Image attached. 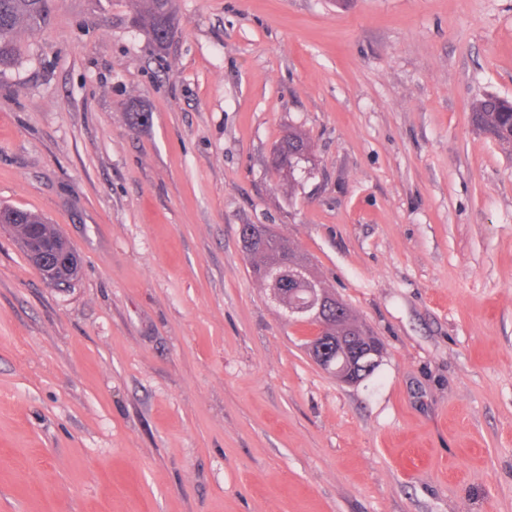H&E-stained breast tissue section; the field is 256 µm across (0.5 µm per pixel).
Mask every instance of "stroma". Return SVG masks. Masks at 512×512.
Instances as JSON below:
<instances>
[{"instance_id":"35a3bbf8","label":"stroma","mask_w":512,"mask_h":512,"mask_svg":"<svg viewBox=\"0 0 512 512\" xmlns=\"http://www.w3.org/2000/svg\"><path fill=\"white\" fill-rule=\"evenodd\" d=\"M57 0L0 71V512H512V0ZM297 128L311 155L270 166ZM307 256L384 345L344 384L252 274ZM135 24L148 42L162 50L178 29L179 21L173 10V0H135ZM473 125L501 143L512 144V103L494 96L479 100L471 109ZM0 211H3L5 214L16 213L20 219H26L25 224H40V232L43 236L63 238L55 224H50L45 217L38 213L10 206H1ZM26 254L31 264L44 280L52 285L67 282V278L80 269V263L61 241L46 240L35 234L26 233L23 238Z\"/></svg>"}]
</instances>
